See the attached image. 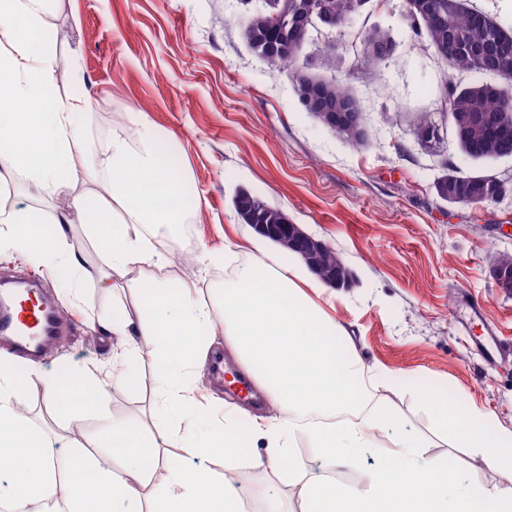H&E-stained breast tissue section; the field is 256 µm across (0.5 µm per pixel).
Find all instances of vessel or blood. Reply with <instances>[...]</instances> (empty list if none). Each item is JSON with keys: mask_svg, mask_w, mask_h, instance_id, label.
<instances>
[{"mask_svg": "<svg viewBox=\"0 0 512 512\" xmlns=\"http://www.w3.org/2000/svg\"><path fill=\"white\" fill-rule=\"evenodd\" d=\"M38 286L34 279L0 286V342L29 357L40 356L63 331L54 301L27 304Z\"/></svg>", "mask_w": 512, "mask_h": 512, "instance_id": "b4317fda", "label": "vessel or blood"}]
</instances>
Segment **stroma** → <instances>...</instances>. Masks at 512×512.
<instances>
[{
    "mask_svg": "<svg viewBox=\"0 0 512 512\" xmlns=\"http://www.w3.org/2000/svg\"><path fill=\"white\" fill-rule=\"evenodd\" d=\"M246 9L238 0H54L45 22L66 30L58 41L60 62L78 57L92 83L94 101L81 116L85 133L105 140L143 113L165 135L176 168L186 169L188 188L202 200L199 217L178 225L166 261L157 272L175 287L208 297L233 267L224 245H238V261L252 258V229L237 217L232 199L244 188L280 208L293 223L325 241L350 268L354 281L340 288L329 313L342 322L363 362L393 373L398 383L373 389L399 425L425 443V460L455 457L453 479L479 480L493 491L508 484L468 449L453 447L435 428L416 391L440 386L450 400L489 412L512 428V357L494 360L481 340L495 330L512 342V296L492 277L495 254L512 252V197L488 205H451L433 188L443 166L462 171L475 165L456 147L450 125L438 142L417 141L407 123L411 112H436L450 74L410 27L403 0H370L350 28L333 33L340 57L336 77L358 93L368 118L369 139L354 148L323 127L296 97L288 73L275 72L247 48L242 37ZM390 31L393 48L376 69H366L362 33ZM76 182L43 199L17 182L0 199L8 207L43 214L67 208L90 192ZM95 251L79 278L66 270L35 268L15 251L0 253V273L20 272L41 281L59 308L68 332L35 363L14 358L0 344V368L10 369L23 388L25 420L32 432H53L93 444L97 421L89 411L83 427L69 426L47 403L39 370L68 376L86 369L112 380V345L92 331L99 313L121 319L103 283ZM80 301H72V288ZM141 383L109 390L106 407L133 424L152 423L154 390L148 370L129 362ZM201 420L225 405H241L228 385L203 375L196 394ZM254 456L229 463L194 458L190 468L228 471L246 493L247 512H264L283 498L299 512L301 496L274 474L254 484L247 474Z\"/></svg>",
    "mask_w": 512,
    "mask_h": 512,
    "instance_id": "1",
    "label": "stroma"
}]
</instances>
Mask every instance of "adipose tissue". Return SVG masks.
<instances>
[{
    "mask_svg": "<svg viewBox=\"0 0 512 512\" xmlns=\"http://www.w3.org/2000/svg\"><path fill=\"white\" fill-rule=\"evenodd\" d=\"M52 3L0 0V140L13 144L0 159V175L25 179L45 197L80 177L98 184L99 193L74 197L72 207L102 256V280L132 298L121 320L99 327L104 335L127 337L123 359L152 366L165 436L182 455L164 458L155 438L116 415L102 420L112 457L107 466L92 452L32 434L16 412L21 391L0 370V469H11L15 484L5 512H244L224 475L190 470L186 460L231 461L251 454L261 440L264 467L300 485L302 512H512V492L449 481L454 460H424L422 441L394 429L390 409L372 403L371 387L393 382V375L366 367L343 344L345 329L311 299L321 286L301 272L295 254L280 250L252 259L206 299L154 277L131 278L133 269L163 266L167 236L189 208L146 119L136 120L142 151L119 129L102 145L86 142L79 116L89 111L92 96L78 61L64 65L57 57L56 37L44 23ZM64 75L72 92L53 98L50 91ZM47 220L55 226L50 237L41 229ZM70 222L66 213L47 219L36 210L0 208V245L77 274L85 259L68 240ZM219 324L244 372L279 405L277 416L249 418L240 408L199 426L195 370ZM40 379L45 399L61 403L63 418L75 425L89 410L85 393L104 392L90 370L72 383L48 371ZM416 398L455 446L471 449L512 482V429L489 413L449 405L441 388ZM388 427L394 430L391 455L367 471L361 485L310 477L290 465L298 434L321 460L353 466L376 431ZM61 463L68 470L62 481L56 477ZM153 467L165 469L162 482H153Z\"/></svg>",
    "mask_w": 512,
    "mask_h": 512,
    "instance_id": "obj_1",
    "label": "adipose tissue"
}]
</instances>
